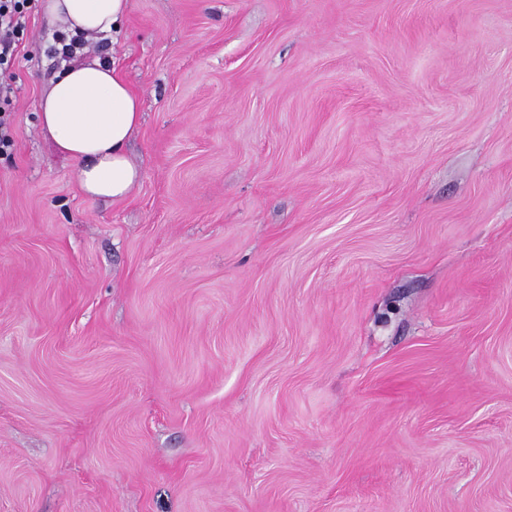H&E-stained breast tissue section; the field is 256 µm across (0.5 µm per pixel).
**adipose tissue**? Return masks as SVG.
I'll list each match as a JSON object with an SVG mask.
<instances>
[{
    "mask_svg": "<svg viewBox=\"0 0 512 512\" xmlns=\"http://www.w3.org/2000/svg\"><path fill=\"white\" fill-rule=\"evenodd\" d=\"M41 6L68 31L97 36L119 31L129 0H42ZM39 119L57 150L75 163L87 199L119 202L140 182L141 171L126 153L140 124V97L115 66L96 59L67 69L42 97Z\"/></svg>",
    "mask_w": 512,
    "mask_h": 512,
    "instance_id": "adipose-tissue-1",
    "label": "adipose tissue"
}]
</instances>
